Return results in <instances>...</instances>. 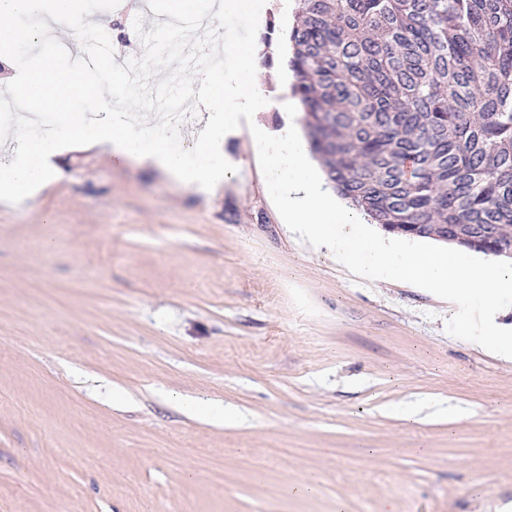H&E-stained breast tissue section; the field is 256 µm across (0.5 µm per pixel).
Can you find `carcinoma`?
I'll return each mask as SVG.
<instances>
[{"label":"carcinoma","mask_w":512,"mask_h":512,"mask_svg":"<svg viewBox=\"0 0 512 512\" xmlns=\"http://www.w3.org/2000/svg\"><path fill=\"white\" fill-rule=\"evenodd\" d=\"M285 65L333 189L389 233L512 256V0H297Z\"/></svg>","instance_id":"obj_1"}]
</instances>
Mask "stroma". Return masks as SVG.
Here are the masks:
<instances>
[{
    "label": "stroma",
    "mask_w": 512,
    "mask_h": 512,
    "mask_svg": "<svg viewBox=\"0 0 512 512\" xmlns=\"http://www.w3.org/2000/svg\"><path fill=\"white\" fill-rule=\"evenodd\" d=\"M224 157L203 193L73 147L0 202V512L512 507V360L290 237L248 127Z\"/></svg>",
    "instance_id": "1"
}]
</instances>
